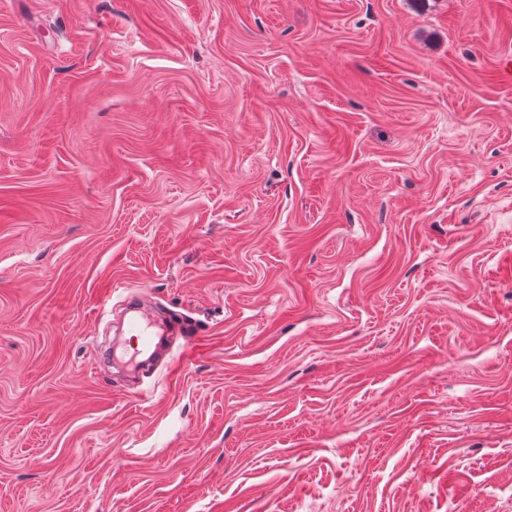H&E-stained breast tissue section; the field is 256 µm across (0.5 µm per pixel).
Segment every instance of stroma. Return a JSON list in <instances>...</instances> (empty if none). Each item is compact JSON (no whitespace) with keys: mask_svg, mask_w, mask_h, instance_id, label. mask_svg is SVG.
<instances>
[{"mask_svg":"<svg viewBox=\"0 0 512 512\" xmlns=\"http://www.w3.org/2000/svg\"><path fill=\"white\" fill-rule=\"evenodd\" d=\"M0 512H512V0H0Z\"/></svg>","mask_w":512,"mask_h":512,"instance_id":"stroma-1","label":"stroma"}]
</instances>
